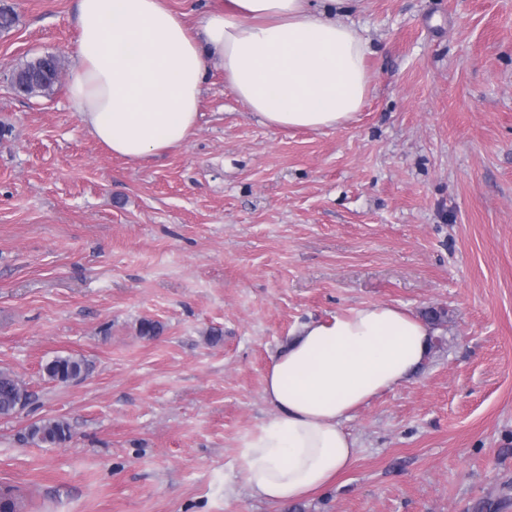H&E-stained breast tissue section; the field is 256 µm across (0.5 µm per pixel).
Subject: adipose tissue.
I'll list each match as a JSON object with an SVG mask.
<instances>
[{"instance_id":"obj_1","label":"adipose tissue","mask_w":512,"mask_h":512,"mask_svg":"<svg viewBox=\"0 0 512 512\" xmlns=\"http://www.w3.org/2000/svg\"><path fill=\"white\" fill-rule=\"evenodd\" d=\"M339 2L316 11L311 0H227L194 28L163 0H78L66 98L85 130L131 163L190 140L213 70L268 126L340 127L361 110L371 78L368 42L337 19ZM432 336L428 321L393 305L301 325L266 368L272 414L239 445L236 467L252 493L294 503L352 467L346 422L407 382Z\"/></svg>"}]
</instances>
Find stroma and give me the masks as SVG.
Instances as JSON below:
<instances>
[{
    "label": "stroma",
    "mask_w": 512,
    "mask_h": 512,
    "mask_svg": "<svg viewBox=\"0 0 512 512\" xmlns=\"http://www.w3.org/2000/svg\"><path fill=\"white\" fill-rule=\"evenodd\" d=\"M0 490L24 512H512V0H347L371 92L314 132L262 125L222 72L181 149L129 163L64 91L76 0H0ZM440 312L420 371L345 428L352 468L297 505L240 485L264 375L302 323L364 305ZM160 327L139 333L142 321ZM58 355L89 372L60 384ZM70 437L38 445L32 423ZM13 72L25 97H48L59 85L61 59L53 53H45L18 66ZM51 381L66 383L70 373H86L87 363L84 359L71 355L56 356L54 360L48 361L43 368ZM25 385L13 373L0 370V416L9 417L17 411L16 398ZM69 436L68 424L61 420H42L30 425L28 429V437L42 444H59L65 442Z\"/></svg>",
    "instance_id": "stroma-1"
}]
</instances>
